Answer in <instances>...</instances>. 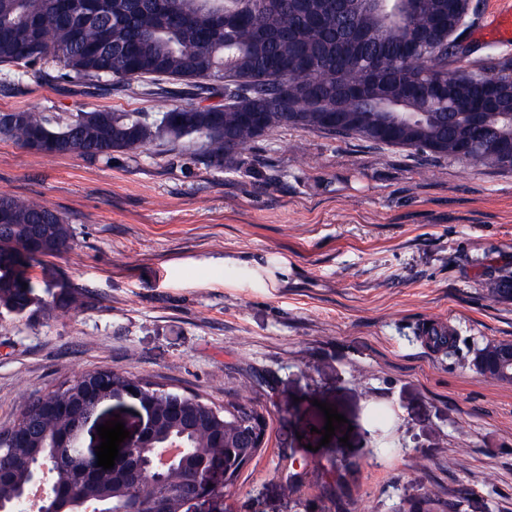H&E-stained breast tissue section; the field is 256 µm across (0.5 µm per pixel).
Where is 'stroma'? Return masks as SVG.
I'll use <instances>...</instances> for the list:
<instances>
[{
  "label": "stroma",
  "instance_id": "1",
  "mask_svg": "<svg viewBox=\"0 0 512 512\" xmlns=\"http://www.w3.org/2000/svg\"><path fill=\"white\" fill-rule=\"evenodd\" d=\"M473 59L511 56L486 37L502 0H473ZM148 112L128 88L26 76L0 112ZM191 142L111 160L0 141V195L69 216L71 250L34 264L67 284L47 314L0 317V428L33 395L101 366L215 402L262 409L261 451L224 495L190 512H512V383L473 367L512 342V170L303 129L259 139L241 169L195 162ZM460 349L429 346L426 325ZM343 414L321 445L320 403ZM341 490H322L329 473Z\"/></svg>",
  "mask_w": 512,
  "mask_h": 512
}]
</instances>
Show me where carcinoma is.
I'll return each mask as SVG.
<instances>
[{"mask_svg":"<svg viewBox=\"0 0 512 512\" xmlns=\"http://www.w3.org/2000/svg\"><path fill=\"white\" fill-rule=\"evenodd\" d=\"M141 9L130 0H0V83L10 85L27 69L52 62L54 79L67 83L122 85L149 80L150 112L80 111L66 120L49 112L16 110L11 124H0V140L27 148L39 135L52 144L51 154L85 159H112V153L137 151L156 141L185 138L198 145L197 160L208 168L236 171L243 154L257 141L245 116L257 113L267 133L302 128L330 138H358L377 145L458 159L473 165L501 167L498 148L512 144V112H485L472 121L463 104L478 100L483 82L469 77L477 70L494 81L500 97L512 100V58L473 63L455 47L403 48L417 32L435 28L441 38L455 30L472 10L471 0H416L408 18L385 16L361 0H147ZM234 14L244 23L218 29L215 17ZM357 25L371 34L355 50L346 43V28ZM458 78L448 82V66ZM168 79L202 93L220 96L217 105H176L158 84ZM288 81V106L281 105L279 85ZM351 87L389 97L391 112H410L385 138L372 131L375 112L345 93ZM342 123L330 129L325 115ZM467 138L472 150L462 154ZM0 310L50 313L60 305L40 291L30 273L43 257L72 248L75 233L68 219L43 203L0 196ZM511 275L499 277L486 295L509 298ZM435 348L457 349L453 333L427 328ZM89 379L104 377L122 385L127 377L100 367ZM160 417L157 442L182 437L190 455L160 481L142 478L145 459L120 461L96 471L80 458L76 435L86 407L65 410L75 402L78 383L64 382L33 398L10 426L0 431V508L12 512L34 472L47 468V493L64 512H82L85 501L122 507L138 498L148 509L179 512V498L168 487L189 479L198 461L222 459L240 474L249 452L239 447L244 428L224 430V415L234 409L242 420L260 424L264 415L249 403L226 400L218 405L196 393L163 389L150 380Z\"/></svg>","mask_w":512,"mask_h":512,"instance_id":"carcinoma-1","label":"carcinoma"}]
</instances>
